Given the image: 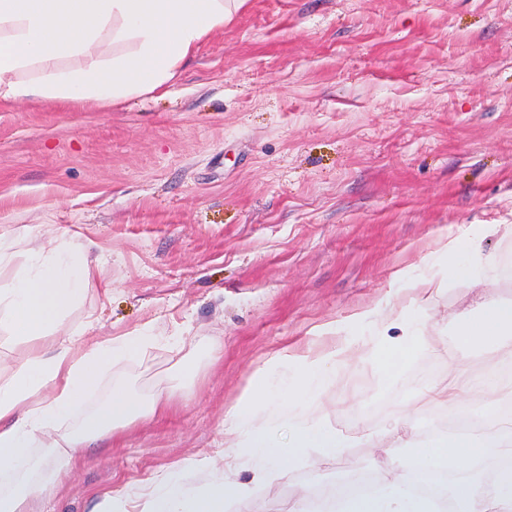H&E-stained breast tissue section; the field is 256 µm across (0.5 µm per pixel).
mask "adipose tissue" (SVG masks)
Wrapping results in <instances>:
<instances>
[{
    "label": "adipose tissue",
    "instance_id": "obj_1",
    "mask_svg": "<svg viewBox=\"0 0 512 512\" xmlns=\"http://www.w3.org/2000/svg\"><path fill=\"white\" fill-rule=\"evenodd\" d=\"M245 0H0V102L57 101L79 109L93 102L113 107L132 96L163 88L182 62ZM481 244L458 241L447 280H421L408 308L383 314L373 324L376 352L385 369L407 359L420 339L413 309L433 294L483 283L487 265ZM0 332L29 344L24 362L0 373V512H37L34 494L71 472L89 442L111 438L135 419L152 420L170 409L168 397L138 399L113 392L106 407L84 428L70 429L88 393L120 360L140 350L145 336H115L85 345L54 337L56 325L81 304L96 268L82 245L24 256L0 241ZM463 333L468 344L503 347L512 334V305L483 304ZM281 371L262 373L253 393L224 416L223 451L169 467L141 492L118 491L93 512H224L227 502L245 504L255 484L282 471L287 462L316 452L338 454L343 437L327 428L318 411L321 393L336 379L332 355L283 353ZM512 387L489 365L452 389L432 390L433 399L454 408L472 432L436 437L413 449L407 460L385 458L382 479L369 487L342 483L333 501L347 512H512V413L471 406L476 396ZM45 454L26 470L19 460L30 449ZM253 472L239 482L240 468ZM452 478L436 486L438 471Z\"/></svg>",
    "mask_w": 512,
    "mask_h": 512
}]
</instances>
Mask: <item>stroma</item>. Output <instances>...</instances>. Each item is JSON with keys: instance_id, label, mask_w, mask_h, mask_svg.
I'll return each mask as SVG.
<instances>
[{"instance_id": "stroma-1", "label": "stroma", "mask_w": 512, "mask_h": 512, "mask_svg": "<svg viewBox=\"0 0 512 512\" xmlns=\"http://www.w3.org/2000/svg\"><path fill=\"white\" fill-rule=\"evenodd\" d=\"M492 224L512 225V0H246L152 96L1 102L0 238L20 253L78 242L101 262L57 335L152 338L70 426L116 386L174 407L91 449L42 512H91L213 454L225 412L287 345L346 347L322 407L347 446L294 461L251 512L310 481L377 478L381 437L447 433L428 387L502 355L461 344L464 284L422 311L394 373L362 318L408 306L416 277L447 278L458 238L501 262L512 236Z\"/></svg>"}]
</instances>
